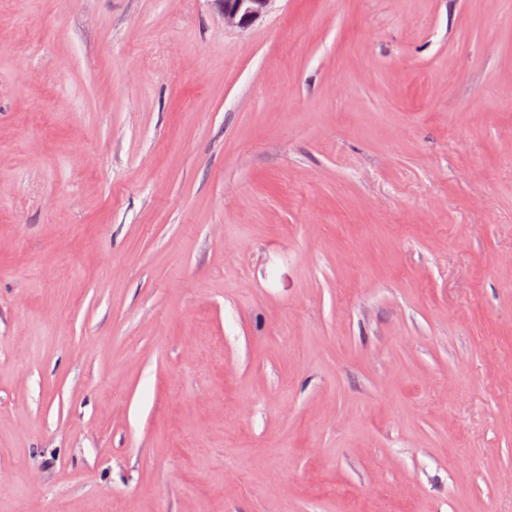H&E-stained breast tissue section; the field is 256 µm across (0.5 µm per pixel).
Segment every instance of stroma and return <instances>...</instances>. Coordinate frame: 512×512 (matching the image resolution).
Instances as JSON below:
<instances>
[{
  "mask_svg": "<svg viewBox=\"0 0 512 512\" xmlns=\"http://www.w3.org/2000/svg\"><path fill=\"white\" fill-rule=\"evenodd\" d=\"M373 490L512 512V0H0V512ZM224 17V25L245 28L262 18L273 0H214Z\"/></svg>",
  "mask_w": 512,
  "mask_h": 512,
  "instance_id": "35a3bbf8",
  "label": "stroma"
}]
</instances>
